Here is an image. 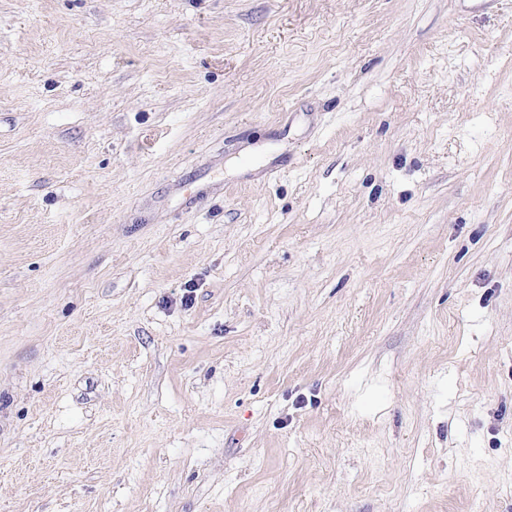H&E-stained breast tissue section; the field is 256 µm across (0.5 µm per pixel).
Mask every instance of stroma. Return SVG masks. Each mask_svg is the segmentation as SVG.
Returning <instances> with one entry per match:
<instances>
[{
    "label": "stroma",
    "instance_id": "stroma-1",
    "mask_svg": "<svg viewBox=\"0 0 512 512\" xmlns=\"http://www.w3.org/2000/svg\"><path fill=\"white\" fill-rule=\"evenodd\" d=\"M0 512H512V0H0Z\"/></svg>",
    "mask_w": 512,
    "mask_h": 512
}]
</instances>
